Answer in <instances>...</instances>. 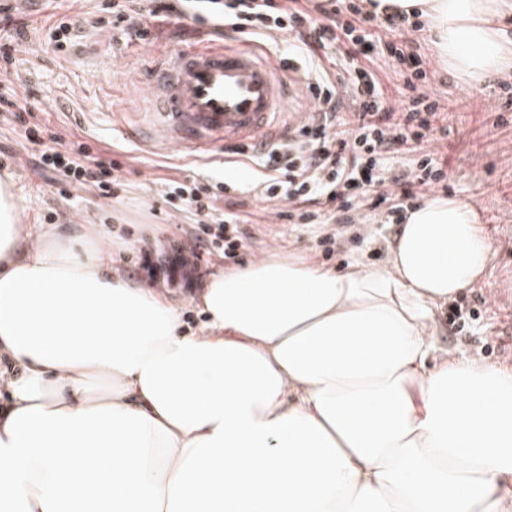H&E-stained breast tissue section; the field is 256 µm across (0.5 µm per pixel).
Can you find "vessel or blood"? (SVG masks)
I'll use <instances>...</instances> for the list:
<instances>
[{
  "instance_id": "vessel-or-blood-1",
  "label": "vessel or blood",
  "mask_w": 512,
  "mask_h": 512,
  "mask_svg": "<svg viewBox=\"0 0 512 512\" xmlns=\"http://www.w3.org/2000/svg\"><path fill=\"white\" fill-rule=\"evenodd\" d=\"M299 81L246 48L179 46L147 78L159 119L146 138L176 147L272 142L286 132L278 118Z\"/></svg>"
}]
</instances>
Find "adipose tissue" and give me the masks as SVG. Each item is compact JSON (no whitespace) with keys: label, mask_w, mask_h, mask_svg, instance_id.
I'll return each mask as SVG.
<instances>
[{"label":"adipose tissue","mask_w":512,"mask_h":512,"mask_svg":"<svg viewBox=\"0 0 512 512\" xmlns=\"http://www.w3.org/2000/svg\"><path fill=\"white\" fill-rule=\"evenodd\" d=\"M469 86L512 77V0H379ZM478 209L433 194L385 266L270 249L183 307L109 241L28 224L0 176V512H512V372L443 352L484 280Z\"/></svg>","instance_id":"ef3b65f1"}]
</instances>
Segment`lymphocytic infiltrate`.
I'll return each instance as SVG.
<instances>
[{
  "label": "lymphocytic infiltrate",
  "mask_w": 512,
  "mask_h": 512,
  "mask_svg": "<svg viewBox=\"0 0 512 512\" xmlns=\"http://www.w3.org/2000/svg\"><path fill=\"white\" fill-rule=\"evenodd\" d=\"M203 9L200 23L214 29L287 43L279 67L305 66L310 107L288 138L265 152L249 143L226 149L261 167L254 187L259 211L225 213L223 184L175 183L167 201L175 213L193 215L196 240L232 259L254 214L296 225L356 224L386 202L393 223L401 224L419 196L445 180L433 138L445 106L429 87L426 62L411 49L423 22L378 16L363 0H203ZM339 49L347 60L330 70L326 62ZM393 76L402 85L391 99L383 85ZM0 112L12 113L23 138L38 145L37 167L54 174L61 195L75 186L114 197L120 163L103 166L83 143L68 155L43 145L41 123L22 98L0 97ZM397 153L408 160L395 171L388 162Z\"/></svg>",
  "instance_id": "lymphocytic-infiltrate-1"
}]
</instances>
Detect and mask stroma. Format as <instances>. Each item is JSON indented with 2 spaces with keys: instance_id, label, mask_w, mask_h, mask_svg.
I'll use <instances>...</instances> for the list:
<instances>
[{
  "instance_id": "stroma-1",
  "label": "stroma",
  "mask_w": 512,
  "mask_h": 512,
  "mask_svg": "<svg viewBox=\"0 0 512 512\" xmlns=\"http://www.w3.org/2000/svg\"><path fill=\"white\" fill-rule=\"evenodd\" d=\"M109 0H75L72 8L56 7L53 0H25L30 22L27 37L14 54V63L0 72V96L28 92V104L42 121L45 141L86 143L103 162L118 161L122 186L115 197L71 190L63 197L50 177L35 171L36 146H24L11 121L0 116V156L8 159L21 206L30 223L104 224L112 234L115 268L134 282L158 288L177 300L203 288L216 268L235 270L269 248L315 258L344 270L351 263L384 264L398 225L388 223L385 209L373 212L367 223L338 231L333 224L246 225L247 238L235 259L208 251L195 241L189 223H174L162 196L170 181H223L235 184L232 200H241V187L256 178L254 169L228 164L224 147H187L160 152L131 139L129 127H148L152 110L146 77L173 45L182 40L181 28L147 19V39L113 34L92 27ZM76 23L65 52H53L46 31L57 19ZM420 52L429 60L437 55L429 41ZM499 77H488L474 89L437 65L432 88L444 96L447 114L435 131L448 179L443 194L474 204L494 245L485 280L448 304L440 314L442 348L458 357L512 369V310L503 300L512 289V108L507 107ZM339 238L332 256H325L321 239ZM201 257V271L191 286L167 283L163 267L186 251Z\"/></svg>"
}]
</instances>
